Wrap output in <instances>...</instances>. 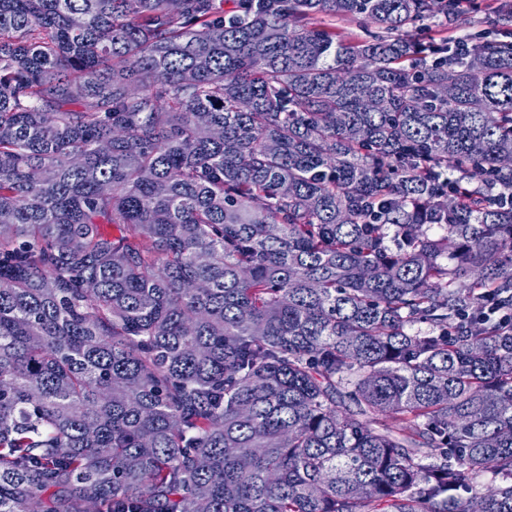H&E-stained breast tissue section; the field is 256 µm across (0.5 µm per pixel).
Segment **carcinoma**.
I'll return each instance as SVG.
<instances>
[{
  "mask_svg": "<svg viewBox=\"0 0 512 512\" xmlns=\"http://www.w3.org/2000/svg\"><path fill=\"white\" fill-rule=\"evenodd\" d=\"M234 2L0 0V512H512V41Z\"/></svg>",
  "mask_w": 512,
  "mask_h": 512,
  "instance_id": "1",
  "label": "carcinoma"
}]
</instances>
